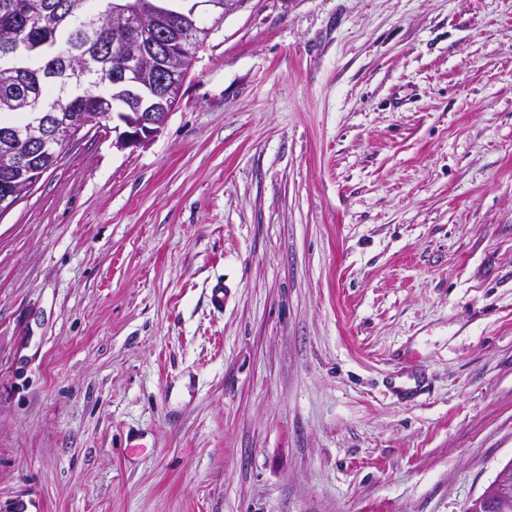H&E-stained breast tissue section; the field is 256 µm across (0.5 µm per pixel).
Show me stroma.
Wrapping results in <instances>:
<instances>
[{
    "instance_id": "1",
    "label": "stroma",
    "mask_w": 512,
    "mask_h": 512,
    "mask_svg": "<svg viewBox=\"0 0 512 512\" xmlns=\"http://www.w3.org/2000/svg\"><path fill=\"white\" fill-rule=\"evenodd\" d=\"M205 22L156 138L0 216V512H466L512 460V0Z\"/></svg>"
}]
</instances>
